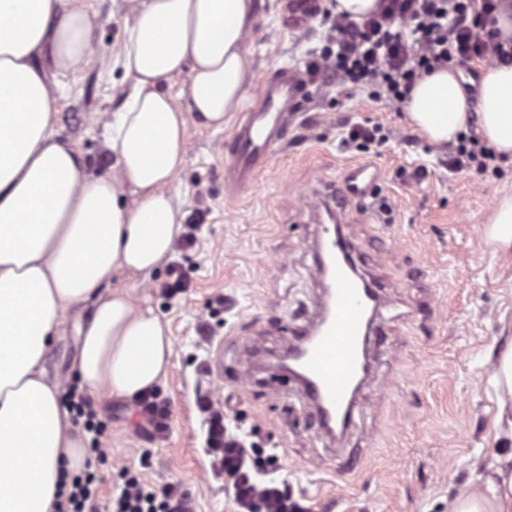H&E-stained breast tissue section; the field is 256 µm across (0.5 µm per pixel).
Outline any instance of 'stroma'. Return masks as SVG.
Segmentation results:
<instances>
[{
    "label": "stroma",
    "instance_id": "stroma-1",
    "mask_svg": "<svg viewBox=\"0 0 512 512\" xmlns=\"http://www.w3.org/2000/svg\"><path fill=\"white\" fill-rule=\"evenodd\" d=\"M100 27L94 53L50 77L58 97L57 130L85 156L90 170L112 173L103 123L118 107L123 73L114 61L125 46L130 0H86ZM255 21L245 39L252 61L246 97L284 66L302 67L321 46L324 28L304 34L288 22L287 0H253ZM239 120L220 129L191 126L186 161L172 189L185 216L200 220L196 244L178 262L191 286L167 298L159 286L169 263L147 277L119 273L111 285L151 308L168 329L172 355L158 385L170 405L164 439L137 428L132 403L99 399L109 410L100 441L106 470L127 467L146 484L178 483L196 512H233V490L203 449L197 392L229 402L236 423L278 461L270 476L284 483L304 512H448L450 499L484 474L493 454L497 406L489 395L491 346L512 335V256L488 246L484 227L495 203L512 194V161L496 170L451 172L440 148L412 126L406 112L367 91L329 86L306 100L287 142L247 189H224V142ZM384 127L380 155L345 147L349 125ZM369 162L381 173L365 203L348 209L343 232L360 270L395 301L371 337L376 358L352 427L330 447L310 410L284 375L243 380L244 347L261 334L270 353L309 317L319 286L308 274L314 224L305 203L336 187L347 165ZM91 303L74 307L54 337L46 368L69 384L77 328Z\"/></svg>",
    "mask_w": 512,
    "mask_h": 512
}]
</instances>
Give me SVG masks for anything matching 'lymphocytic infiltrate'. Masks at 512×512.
<instances>
[{"label":"lymphocytic infiltrate","mask_w":512,"mask_h":512,"mask_svg":"<svg viewBox=\"0 0 512 512\" xmlns=\"http://www.w3.org/2000/svg\"><path fill=\"white\" fill-rule=\"evenodd\" d=\"M377 10L360 22L331 15L321 0H289L288 12L297 26L326 28L323 45L309 53L305 69L314 86L336 81L369 90L372 98L393 108L404 106L419 79L455 63L480 60L512 63V37L496 28L495 12L502 0H378ZM449 171L474 165L488 170L492 149L473 134L460 133L442 147ZM64 402L76 421L94 438L89 454L104 462L98 440L104 411L93 396L67 386ZM204 417L205 447L211 463L233 489L237 512H301L282 484L267 478L274 456H262L247 433L231 432L223 405L198 398ZM121 481L106 504L98 508L101 476L83 471L59 490L56 512H195L191 496L180 486L147 487L137 476L120 469Z\"/></svg>","instance_id":"f902f5d3"}]
</instances>
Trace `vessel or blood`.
<instances>
[{
  "mask_svg": "<svg viewBox=\"0 0 512 512\" xmlns=\"http://www.w3.org/2000/svg\"><path fill=\"white\" fill-rule=\"evenodd\" d=\"M309 86L308 76L294 67L264 80L225 145V187L250 184L266 166L273 148L286 141ZM377 180L374 166L357 165L344 173L335 194H318L309 201V217L316 225L313 273L324 288L313 314L277 355L295 371L299 397L332 441L341 440L353 421L357 394L372 370L373 325L386 306L381 289L357 267L342 231L347 208L371 195ZM265 356L261 340L253 339L241 358L244 377H251Z\"/></svg>",
  "mask_w": 512,
  "mask_h": 512,
  "instance_id": "obj_1",
  "label": "vessel or blood"
}]
</instances>
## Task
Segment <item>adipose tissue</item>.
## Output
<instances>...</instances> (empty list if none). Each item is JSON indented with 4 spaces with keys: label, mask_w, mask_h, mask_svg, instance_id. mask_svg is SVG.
Returning <instances> with one entry per match:
<instances>
[{
    "label": "adipose tissue",
    "mask_w": 512,
    "mask_h": 512,
    "mask_svg": "<svg viewBox=\"0 0 512 512\" xmlns=\"http://www.w3.org/2000/svg\"><path fill=\"white\" fill-rule=\"evenodd\" d=\"M253 22L252 0H136L118 60L128 88L105 125L117 172L96 175L60 139L48 84L49 73L92 54L96 15L81 0H0V512H54L63 473L84 465L87 438L45 368L75 305L95 302L79 331V388L131 400L166 374L172 349L161 319L100 288L121 272L150 274L172 254L183 226L170 186L189 126L223 128L237 109ZM181 74L176 99L168 83ZM405 110L431 143L471 127L512 159V64L486 66L473 95L457 70H437L416 82ZM485 235L512 255V196L497 201ZM491 384L495 436L512 443V337ZM490 470L460 489L450 512H512V452Z\"/></svg>",
    "instance_id": "obj_1"
}]
</instances>
